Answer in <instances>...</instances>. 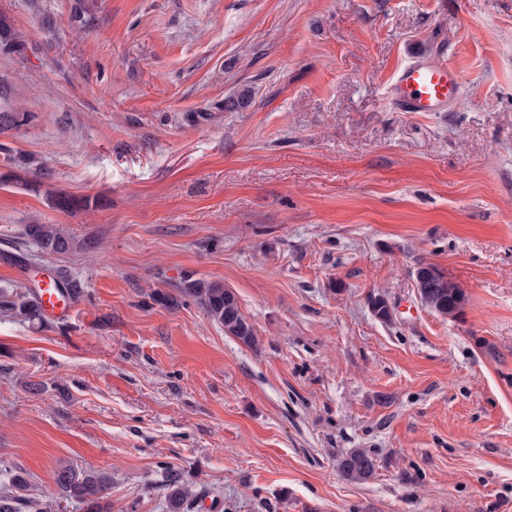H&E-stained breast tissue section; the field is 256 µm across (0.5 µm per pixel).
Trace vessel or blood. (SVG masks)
<instances>
[{"label": "vessel or blood", "mask_w": 512, "mask_h": 512, "mask_svg": "<svg viewBox=\"0 0 512 512\" xmlns=\"http://www.w3.org/2000/svg\"><path fill=\"white\" fill-rule=\"evenodd\" d=\"M462 81L448 63L418 57L403 65L388 87L391 104L399 112H446L459 100ZM39 304L44 315L54 321L69 320L74 307L61 294L55 282L42 280Z\"/></svg>", "instance_id": "1"}]
</instances>
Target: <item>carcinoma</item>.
<instances>
[{"label":"carcinoma","instance_id":"carcinoma-1","mask_svg":"<svg viewBox=\"0 0 512 512\" xmlns=\"http://www.w3.org/2000/svg\"><path fill=\"white\" fill-rule=\"evenodd\" d=\"M30 119L27 112H1L0 129L15 128L26 124ZM52 205L61 212L71 213L90 207V199L76 198L66 193H56ZM24 235L35 249L30 254L9 256V260L26 265L45 256L60 254L73 248V239L54 224H27ZM418 293L421 302L436 314L455 318L465 302V295L459 286L439 278L438 267L427 261H420L417 268ZM57 283L66 288V294L76 300L82 298L84 289L79 280L56 273ZM182 292L200 305L210 318L224 327V333L241 343L251 346L255 342L252 324L241 313L235 294L220 281L204 279L192 280ZM378 319L389 322L393 318V308L382 295H372L368 299ZM0 312L22 321H42V313L36 291L22 292L14 288L0 289ZM338 470L343 477L363 481L371 478L376 471L375 457L363 448H354L339 457ZM58 485L69 500L96 504L105 497L110 488V478L95 473L78 471L70 466L59 468L56 474ZM27 480L19 473L8 477V483L0 491V512H42L39 501L26 495ZM169 512H195L198 497L192 490L173 478L167 486Z\"/></svg>","mask_w":512,"mask_h":512}]
</instances>
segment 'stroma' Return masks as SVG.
Masks as SVG:
<instances>
[{
    "label": "stroma",
    "instance_id": "1",
    "mask_svg": "<svg viewBox=\"0 0 512 512\" xmlns=\"http://www.w3.org/2000/svg\"><path fill=\"white\" fill-rule=\"evenodd\" d=\"M0 286L28 224L85 294L68 323L0 314V465L47 512H512V0H0ZM419 52L450 112L394 111ZM249 104L228 112L242 91ZM90 198L63 213L54 193ZM96 242L81 249L83 240ZM462 286L454 319L419 260ZM223 282L256 341L188 278ZM393 306L385 324L368 298ZM370 450L350 481L337 460ZM106 474L98 507L60 467ZM24 235L32 245V252L30 254L5 255L9 256L6 258L7 260L26 265L40 260L43 256L65 253L73 248V239L64 229L55 224L25 225ZM416 277L421 302L436 314L455 318L465 302V295L459 286L439 277L438 267L430 262L420 260ZM182 292L200 305L210 318L224 327V333L251 346L255 342L252 324L241 313L235 294L220 281H189ZM337 467L344 478L363 481L374 475L376 460L364 448H354L339 457ZM167 490L169 512H194L197 509V495L193 494L187 486L181 484L176 477L169 480Z\"/></svg>",
    "mask_w": 512,
    "mask_h": 512
}]
</instances>
